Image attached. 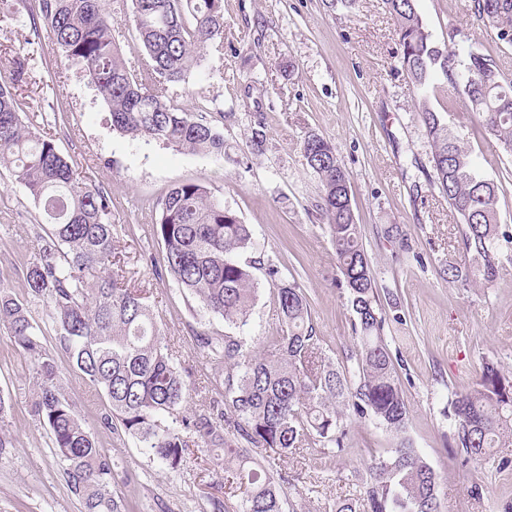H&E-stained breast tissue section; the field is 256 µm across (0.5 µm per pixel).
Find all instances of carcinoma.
<instances>
[{"instance_id": "carcinoma-1", "label": "carcinoma", "mask_w": 512, "mask_h": 512, "mask_svg": "<svg viewBox=\"0 0 512 512\" xmlns=\"http://www.w3.org/2000/svg\"><path fill=\"white\" fill-rule=\"evenodd\" d=\"M396 26L400 65L414 88L431 146L434 183L460 220L464 263H450V282L493 283L500 274L499 187L477 165L443 113L429 103L442 76L479 119L477 133L512 154V79L489 55L455 42L440 46L418 11L417 0H382ZM133 22L148 61L135 71L121 58L112 35L108 0H38L30 23L49 28L63 57L79 65L106 103L112 129L149 137L176 151L224 153V137L211 125L168 103L167 87L185 80L224 29V0H132ZM479 21L493 22L498 40L512 46V0H472ZM303 155L317 176L338 268L356 314L354 350L338 368L322 356L306 297L271 268L280 330L265 357L243 353L234 336H197L210 361L224 365V408L178 419L190 388L146 298L112 274L111 198L80 182L73 164L46 133L24 125L19 103L0 86V167L38 205L52 231L40 238L24 266L28 297L51 310L57 335L76 368L108 401L107 428L116 419L152 459L175 469L187 448L176 429H194L206 445L224 448L215 466L237 480L240 512H282L279 491L262 469L229 443L235 433L256 448L285 459L315 437L344 451V411L368 415L391 432L395 447L358 475L362 492L339 501L334 512H442L439 477L407 437L409 407L382 336L385 318L359 224L344 182L348 174L331 144L305 136ZM156 235L167 269L210 313L229 326L247 325L258 287L240 253L252 231L201 183L182 182L163 198ZM0 323L33 360L36 415L50 429L65 464V481L84 512H125L112 491V460L87 431L75 403L62 391L54 355L41 344L26 304L0 282ZM455 442L476 463L491 449L512 443V378L486 365L478 379L451 400Z\"/></svg>"}]
</instances>
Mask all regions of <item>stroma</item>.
Returning a JSON list of instances; mask_svg holds the SVG:
<instances>
[{
    "instance_id": "35a3bbf8",
    "label": "stroma",
    "mask_w": 512,
    "mask_h": 512,
    "mask_svg": "<svg viewBox=\"0 0 512 512\" xmlns=\"http://www.w3.org/2000/svg\"><path fill=\"white\" fill-rule=\"evenodd\" d=\"M35 0L0 9V84L13 85L24 125L51 135L81 182L112 199L116 228L113 273L142 291L192 389L186 416L203 412L224 391V368L202 360L196 336H239L252 355L267 352L278 326L269 266L304 293L326 357L342 364L354 347L355 313L336 265L321 187L308 169L306 134L324 137L351 183L365 255L385 312L384 336L410 409L408 436L436 471L446 512H504L512 504V446L483 461L449 464L454 421L448 408L485 365L512 377V155L492 138L471 134L475 117L445 80L431 97L435 111L464 134L482 170L502 181L498 218L503 263L492 284L445 280L448 262L463 260L456 220L432 182L430 147L414 108L412 85L399 64L395 25L382 0H359L354 11L322 0H224V32L186 80L170 85L171 105L189 109L224 137V153L176 152L146 138L113 131L109 110L81 70L66 68L46 28L29 21ZM438 43L449 32L491 55L512 78V47L478 25L469 0H419ZM115 41L128 66L146 58L124 0ZM37 53H30V42ZM25 57L16 77L13 61ZM263 135L254 150L253 132ZM195 181L249 224L259 290L247 326L220 316L180 288L167 271L155 235L161 200L174 184ZM41 212L7 169H0V280L24 298L21 262L43 232ZM36 332L57 360L61 386L88 431L112 457V490L129 512H236L240 493L230 473L192 429L177 469L150 458L141 444L103 424L109 407L70 361L45 302L28 301ZM33 363L0 326V396L10 410L1 427L13 446L0 457V512H83L63 477L50 430L34 412ZM391 434L368 416L350 415L345 450L335 455L311 440L281 465L283 512H332L354 498L357 470L383 454ZM484 485L471 497L472 483Z\"/></svg>"
}]
</instances>
